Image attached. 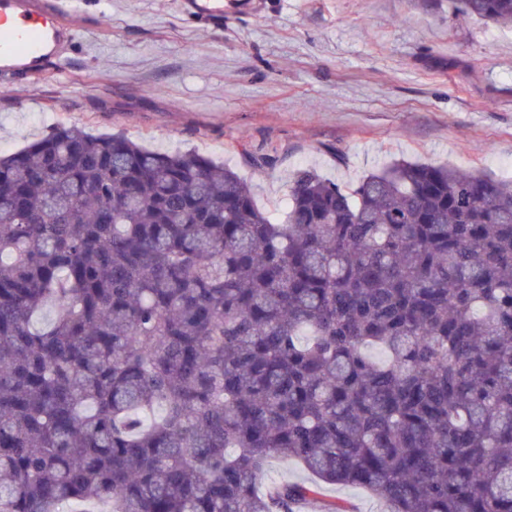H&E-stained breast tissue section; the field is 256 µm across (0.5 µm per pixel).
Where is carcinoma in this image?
Returning <instances> with one entry per match:
<instances>
[{
	"mask_svg": "<svg viewBox=\"0 0 512 512\" xmlns=\"http://www.w3.org/2000/svg\"><path fill=\"white\" fill-rule=\"evenodd\" d=\"M512 24V0H450ZM273 457L312 482L260 488ZM512 512V180L234 168L59 125L0 155V512ZM319 492L318 497L320 499L342 500L351 510L356 506L358 510H352L354 512H382L380 511V508L383 507L382 503L361 488L341 485H322Z\"/></svg>",
	"mask_w": 512,
	"mask_h": 512,
	"instance_id": "obj_1",
	"label": "carcinoma"
}]
</instances>
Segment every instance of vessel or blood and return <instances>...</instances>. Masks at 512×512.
I'll return each mask as SVG.
<instances>
[{
  "label": "vessel or blood",
  "instance_id": "b4317fda",
  "mask_svg": "<svg viewBox=\"0 0 512 512\" xmlns=\"http://www.w3.org/2000/svg\"><path fill=\"white\" fill-rule=\"evenodd\" d=\"M74 34L37 0H0V74L16 78L43 74Z\"/></svg>",
  "mask_w": 512,
  "mask_h": 512
}]
</instances>
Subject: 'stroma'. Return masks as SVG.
Returning a JSON list of instances; mask_svg holds the SVG:
<instances>
[{
	"instance_id": "35a3bbf8",
	"label": "stroma",
	"mask_w": 512,
	"mask_h": 512,
	"mask_svg": "<svg viewBox=\"0 0 512 512\" xmlns=\"http://www.w3.org/2000/svg\"><path fill=\"white\" fill-rule=\"evenodd\" d=\"M51 2L76 40L0 84V155L58 124L191 150L275 214L308 167L348 186L395 159L497 176L512 156V28L449 0H224L211 19L177 0Z\"/></svg>"
}]
</instances>
